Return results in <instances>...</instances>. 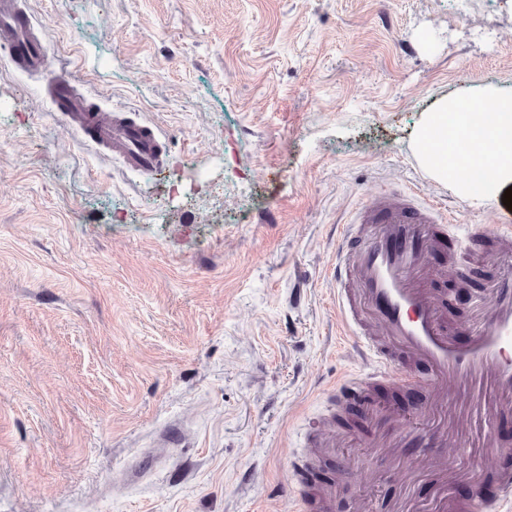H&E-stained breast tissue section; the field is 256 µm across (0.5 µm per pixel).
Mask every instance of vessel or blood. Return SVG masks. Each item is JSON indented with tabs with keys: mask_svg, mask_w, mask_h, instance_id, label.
I'll list each match as a JSON object with an SVG mask.
<instances>
[{
	"mask_svg": "<svg viewBox=\"0 0 512 512\" xmlns=\"http://www.w3.org/2000/svg\"><path fill=\"white\" fill-rule=\"evenodd\" d=\"M0 48L21 71L40 72L46 65L45 46L17 0H0ZM50 97L71 128L125 169L155 172L162 167L166 147L153 124L129 119L120 111H102L90 98L76 95L64 74L55 79ZM487 232L498 239L502 251H512L511 214H504L490 229L481 224L449 226L435 208L421 206L402 193L374 197L342 225L331 269L337 286L336 317L341 335L358 342L372 371L366 379L352 375L338 379L337 404L355 402L368 379L388 375L394 364L388 346L395 343L428 368L424 375H402L403 387L433 388L444 395L469 393L472 404L465 413L466 424L493 436L499 409L512 403V278L498 282L493 308L465 328L468 340L460 343L442 322L426 265L427 255L446 234H454L465 248ZM365 314L383 326L386 342L367 337L361 320ZM435 410L438 419L431 431L411 436L407 447L427 448L447 441V401H440ZM431 512H512V473L498 474L490 495L468 502L441 490Z\"/></svg>",
	"mask_w": 512,
	"mask_h": 512,
	"instance_id": "b4317fda",
	"label": "vessel or blood"
}]
</instances>
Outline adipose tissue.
I'll return each mask as SVG.
<instances>
[{
  "instance_id": "obj_1",
  "label": "adipose tissue",
  "mask_w": 512,
  "mask_h": 512,
  "mask_svg": "<svg viewBox=\"0 0 512 512\" xmlns=\"http://www.w3.org/2000/svg\"><path fill=\"white\" fill-rule=\"evenodd\" d=\"M414 148L431 178L464 199L497 200L512 187V91L484 89L476 102L443 98L426 112Z\"/></svg>"
}]
</instances>
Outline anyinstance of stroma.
<instances>
[{"label":"stroma","mask_w":512,"mask_h":512,"mask_svg":"<svg viewBox=\"0 0 512 512\" xmlns=\"http://www.w3.org/2000/svg\"><path fill=\"white\" fill-rule=\"evenodd\" d=\"M22 2L48 65L0 50V512H428L448 461L476 462L465 493L512 471L476 428L394 448L436 402L399 385L424 370L401 350L337 421V378L369 364L328 275L381 193L494 225L503 204L430 179L413 139L440 98L512 90V0ZM62 72L156 125L163 169L88 146L49 96ZM471 251L466 301L456 242L428 260L452 332L512 275L493 237Z\"/></svg>","instance_id":"obj_1"}]
</instances>
